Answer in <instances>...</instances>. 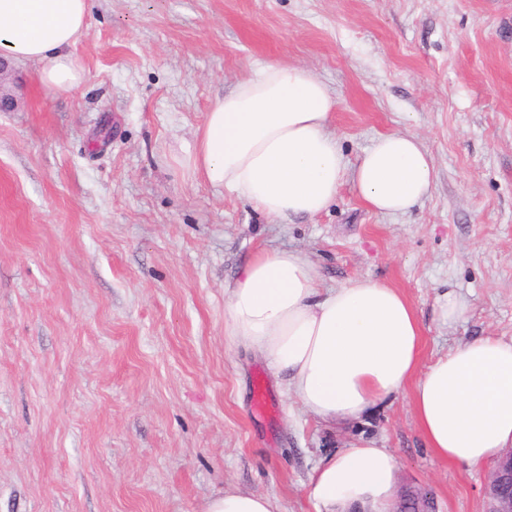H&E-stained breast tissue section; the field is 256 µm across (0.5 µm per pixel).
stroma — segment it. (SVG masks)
Wrapping results in <instances>:
<instances>
[{"instance_id": "1", "label": "stroma", "mask_w": 512, "mask_h": 512, "mask_svg": "<svg viewBox=\"0 0 512 512\" xmlns=\"http://www.w3.org/2000/svg\"><path fill=\"white\" fill-rule=\"evenodd\" d=\"M90 2L83 85L53 93L12 65L0 112V512H205L227 489L315 512L312 469L351 446L390 449L398 489L439 512H486L492 465L438 460L410 391L330 429L228 348L224 287L253 253L297 250L324 287L400 289L422 365L512 341V0ZM274 60L328 85L349 166L379 135L419 136L430 196L381 215L348 182L281 221L194 177L214 101ZM448 291L466 305L452 322Z\"/></svg>"}]
</instances>
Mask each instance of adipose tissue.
Returning <instances> with one entry per match:
<instances>
[{"mask_svg":"<svg viewBox=\"0 0 512 512\" xmlns=\"http://www.w3.org/2000/svg\"><path fill=\"white\" fill-rule=\"evenodd\" d=\"M88 18L89 0H0V57L36 63L50 91H74L84 70L73 47ZM335 105L306 67L268 63L215 101L187 167L270 218L317 215L348 179L374 212L408 213L434 184L422 140L380 135L348 167L329 130ZM224 296L229 344L258 351L284 374L287 397L319 421L359 419L408 386L421 436L437 459L477 469L512 447V342L478 338L420 369L421 322L399 290L365 279L322 287L316 265L293 250L255 253ZM395 469L388 449L343 448L319 461L308 493L317 512L364 504L386 512ZM205 512L277 510L269 497L227 490Z\"/></svg>","mask_w":512,"mask_h":512,"instance_id":"ef3b65f1","label":"adipose tissue"}]
</instances>
